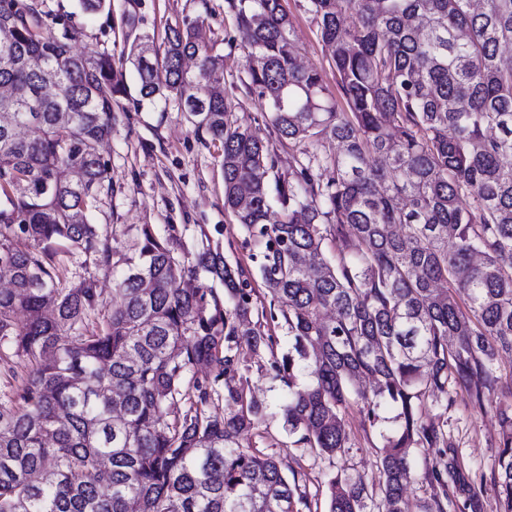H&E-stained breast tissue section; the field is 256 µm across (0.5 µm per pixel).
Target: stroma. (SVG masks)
Wrapping results in <instances>:
<instances>
[{"mask_svg":"<svg viewBox=\"0 0 512 512\" xmlns=\"http://www.w3.org/2000/svg\"><path fill=\"white\" fill-rule=\"evenodd\" d=\"M37 2L48 11L50 20L68 29L73 51L87 56L120 55L125 41L145 33L163 37L167 25L184 18L202 23L209 47L226 58L225 96L238 119L258 138L274 141L275 133L259 103L232 82V73L242 70L245 58L241 49H229L224 41L226 34L237 31L227 0H111L110 8L92 16L81 9L79 0ZM304 3L283 0L293 17L299 59L303 66L321 70L328 87H335L328 54ZM123 75L127 92L113 104L112 134L100 149L112 168L114 191L99 201L94 223L102 225L113 251L120 254L134 253L142 244L141 226L153 225L177 255L193 258L208 250L220 253L230 265L241 266L242 287L261 289L259 265L252 258L254 243L224 209L220 143L195 132L176 102L142 100L131 65H124ZM267 360L264 353L245 357L246 392L264 409L262 422L247 435V443L275 454L284 471L301 469L312 493L323 489L327 476L342 468L374 478L379 429L364 423L358 413L346 415L350 449L342 457L298 442L285 428L281 413L288 385L267 372ZM452 395L455 402L446 414L448 437L461 470L457 481L449 483L448 495L461 502L469 484L486 483L481 512H498L495 492L489 486L499 452L496 410L512 406V394H493L481 408L470 403L463 389H453Z\"/></svg>","mask_w":512,"mask_h":512,"instance_id":"obj_1","label":"stroma"}]
</instances>
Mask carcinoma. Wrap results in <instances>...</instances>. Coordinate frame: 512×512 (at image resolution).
Returning a JSON list of instances; mask_svg holds the SVG:
<instances>
[{
	"instance_id": "obj_1",
	"label": "carcinoma",
	"mask_w": 512,
	"mask_h": 512,
	"mask_svg": "<svg viewBox=\"0 0 512 512\" xmlns=\"http://www.w3.org/2000/svg\"><path fill=\"white\" fill-rule=\"evenodd\" d=\"M247 49L246 92L276 142L234 117L211 75L224 56L187 19L121 57L141 98L174 100L222 145L224 210L263 246L264 295L293 350L279 356L251 291L219 255L174 254L141 228L138 257L116 256L92 222L113 192L99 152L126 93L112 55L72 52L35 0H0V363L25 364L0 394V512H409L410 450L432 462L421 512H447L449 388L482 408L512 354V0H307L329 51L342 110L322 74L297 62L282 0H228ZM196 60V70L184 60ZM299 153L278 175L277 145ZM332 169L333 177L321 179ZM82 274L68 276V264ZM119 301L98 272L118 265ZM224 281L222 310L198 270ZM309 377L282 406L288 434L329 456L344 425L399 409L377 449L378 478L338 470L324 502L276 457L241 444L262 408L232 384L241 355ZM206 365L212 376H189ZM224 382L220 417L206 410ZM185 401V412L172 410ZM499 512H512V411L501 409Z\"/></svg>"
}]
</instances>
